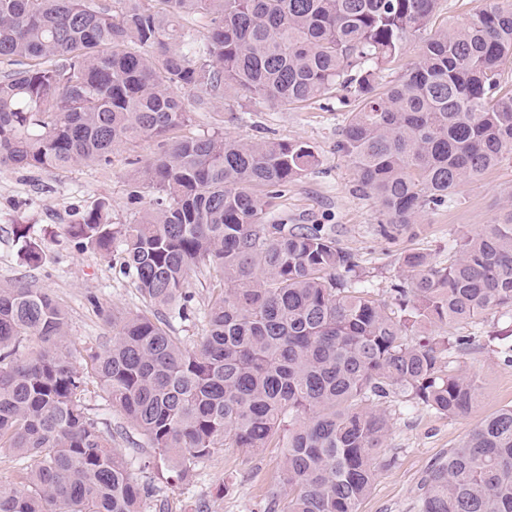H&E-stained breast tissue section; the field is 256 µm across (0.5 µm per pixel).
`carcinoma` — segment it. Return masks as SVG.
<instances>
[{
    "instance_id": "cac0c4a2",
    "label": "carcinoma",
    "mask_w": 512,
    "mask_h": 512,
    "mask_svg": "<svg viewBox=\"0 0 512 512\" xmlns=\"http://www.w3.org/2000/svg\"><path fill=\"white\" fill-rule=\"evenodd\" d=\"M0 0V165L60 170L107 163L115 145L165 140L189 121L181 91L279 107L343 93L356 108L336 142L354 191L374 199L375 234L419 231L421 213L512 154V4L492 0L436 26L441 0ZM208 20L194 42L182 21ZM421 42L398 74L403 44ZM318 163L294 140H175L144 167L158 193L134 224L108 206L67 225L76 244L123 267L145 308L104 348L66 341L67 313L39 288L0 282V448L19 482L0 512H143L138 481L89 387L122 411L170 482H190L217 448L283 446L270 512H358L381 465L378 403L457 416L476 384L455 366L470 337L433 325L512 312V209L448 244L408 252L380 298L356 255L317 225L269 224L288 185ZM208 279L204 336L170 334L190 279ZM34 337L46 348L18 353ZM417 512H512V407L486 417L430 470Z\"/></svg>"
}]
</instances>
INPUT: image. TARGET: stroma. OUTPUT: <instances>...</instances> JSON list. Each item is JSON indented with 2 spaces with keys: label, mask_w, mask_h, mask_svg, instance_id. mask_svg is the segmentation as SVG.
<instances>
[{
  "label": "stroma",
  "mask_w": 512,
  "mask_h": 512,
  "mask_svg": "<svg viewBox=\"0 0 512 512\" xmlns=\"http://www.w3.org/2000/svg\"><path fill=\"white\" fill-rule=\"evenodd\" d=\"M190 121L170 133V140L222 133L232 137L296 140L311 145L319 163L289 185L270 219L283 224H320L332 230L341 247L355 253L375 288H388L399 272V259L412 250L439 253L449 240L480 232L512 205V158L466 184L454 204L422 213L421 232L414 238L389 242L374 233L382 219L378 203L353 193L351 165L336 142L349 105L336 95L288 108L249 100L234 93L224 97L183 92ZM162 149L158 140L143 138L114 148L107 164H78L65 171L22 170L0 166V280L42 289L68 313V334L77 349L111 344L113 318L138 311L143 299L119 266L120 246L110 254L83 250L70 240L66 228L84 214L109 203L112 223L132 224L149 208L154 190L138 178L139 165L148 164ZM26 228L18 238L17 228ZM35 241L39 263L28 261L24 242ZM194 296L189 319L170 323L172 335L195 345L203 335L204 312L211 286L192 278ZM457 364L477 386L471 412L448 417L399 402L384 404L390 421L385 439L387 462L378 470L371 493L359 512H414L423 477L450 448L465 441L480 422L512 406V363L499 349L476 337ZM86 403L111 430L115 448L137 469L147 448L142 437L97 393ZM282 451L266 448L250 454L238 448H219L197 469L193 480L170 487L159 484L146 512H268L280 478Z\"/></svg>",
  "instance_id": "obj_1"
}]
</instances>
